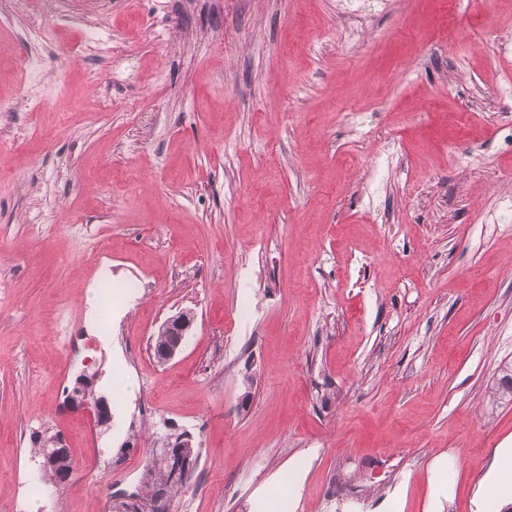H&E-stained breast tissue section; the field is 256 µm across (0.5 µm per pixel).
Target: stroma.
<instances>
[{"instance_id":"1","label":"stroma","mask_w":512,"mask_h":512,"mask_svg":"<svg viewBox=\"0 0 512 512\" xmlns=\"http://www.w3.org/2000/svg\"><path fill=\"white\" fill-rule=\"evenodd\" d=\"M1 99L0 512H475L512 448V0H0ZM194 322V317L182 311L170 316L161 324L162 330L165 331L167 336H170V341L160 350H155V355L160 363L171 360L182 350L186 338L190 336L189 333L194 326ZM162 330H158L156 336H153L155 347L164 343L166 339ZM500 375L489 387V397L493 403H512V363L506 362L500 366ZM92 384V377L80 374L76 380L75 387L68 396V402L73 409L85 411L90 416L93 425L99 427L111 420L112 413L110 405L105 398L100 397L93 401L87 398L85 391L87 388H91ZM193 437L187 432L170 435L165 448L164 462L172 480L183 481L190 477L197 463L193 452ZM53 439V438H50ZM47 439L45 441L44 447L46 446L47 442L50 440ZM64 453H68V449L65 448L63 443L60 440H56L44 448V454L47 459L55 458L53 461H50L47 467H42L40 469L39 479L43 484H55L56 479L64 473L70 472L72 469V462L69 453L63 455ZM61 456V457H58ZM70 473L61 475L60 477V483H65L67 479L69 478Z\"/></svg>"}]
</instances>
